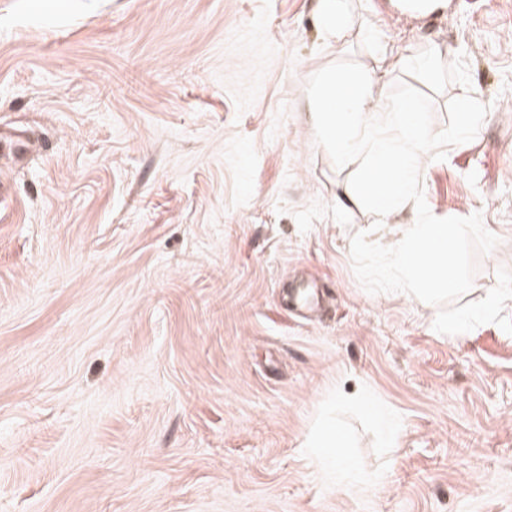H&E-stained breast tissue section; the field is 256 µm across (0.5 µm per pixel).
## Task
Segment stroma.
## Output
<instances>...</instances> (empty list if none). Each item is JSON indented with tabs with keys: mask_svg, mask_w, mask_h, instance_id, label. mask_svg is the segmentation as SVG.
Listing matches in <instances>:
<instances>
[{
	"mask_svg": "<svg viewBox=\"0 0 512 512\" xmlns=\"http://www.w3.org/2000/svg\"><path fill=\"white\" fill-rule=\"evenodd\" d=\"M313 7L0 0V512H512V335L361 286L353 236L397 237L308 111L464 53L432 128L467 92L488 115L420 175L498 237L484 298L512 271V0H349L324 44Z\"/></svg>",
	"mask_w": 512,
	"mask_h": 512,
	"instance_id": "obj_1",
	"label": "stroma"
}]
</instances>
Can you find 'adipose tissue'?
<instances>
[{"label": "adipose tissue", "mask_w": 512, "mask_h": 512, "mask_svg": "<svg viewBox=\"0 0 512 512\" xmlns=\"http://www.w3.org/2000/svg\"><path fill=\"white\" fill-rule=\"evenodd\" d=\"M377 83L366 75L329 81L310 104L322 144L353 157L365 131L363 119L375 109Z\"/></svg>", "instance_id": "1"}]
</instances>
